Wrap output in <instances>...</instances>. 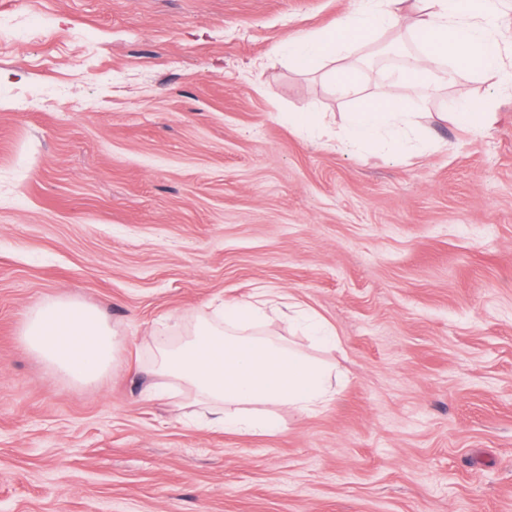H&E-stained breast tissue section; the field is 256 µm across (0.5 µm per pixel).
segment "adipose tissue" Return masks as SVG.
I'll return each instance as SVG.
<instances>
[{"label":"adipose tissue","instance_id":"adipose-tissue-1","mask_svg":"<svg viewBox=\"0 0 512 512\" xmlns=\"http://www.w3.org/2000/svg\"><path fill=\"white\" fill-rule=\"evenodd\" d=\"M426 2L427 15L421 22L426 39L420 53L378 97L347 113L341 149L377 143L394 153L424 139L404 101L427 86L433 64L449 61L512 86V59L492 33L493 16L485 4L465 12L461 0ZM404 3L355 0L352 14L337 18L331 29L301 37L288 58L297 71L314 72L326 59L352 52L370 32L391 26ZM266 305L259 295L189 320L173 316L151 338L155 381L148 396L190 390L214 424L243 433L278 430L275 407L310 413L331 400L336 391L332 368L284 337L261 332ZM115 335L96 309L71 299H53L30 309L22 326L27 348L80 384L95 382L111 370Z\"/></svg>","mask_w":512,"mask_h":512}]
</instances>
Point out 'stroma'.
Returning <instances> with one entry per match:
<instances>
[{
  "label": "stroma",
  "instance_id": "obj_1",
  "mask_svg": "<svg viewBox=\"0 0 512 512\" xmlns=\"http://www.w3.org/2000/svg\"><path fill=\"white\" fill-rule=\"evenodd\" d=\"M352 8L0 0V512H512V88L435 66L406 99L431 144L341 150L419 19L412 0L295 72L288 45ZM346 67L349 97L327 76ZM457 99L489 103L482 134L439 121ZM306 110L313 137L282 119ZM263 289L335 331L326 349L265 324L334 368L333 399L253 436L143 397L162 322ZM55 298L117 331L99 382L25 346Z\"/></svg>",
  "mask_w": 512,
  "mask_h": 512
}]
</instances>
